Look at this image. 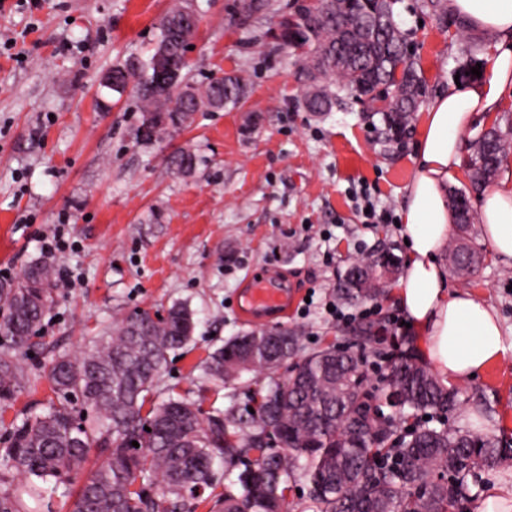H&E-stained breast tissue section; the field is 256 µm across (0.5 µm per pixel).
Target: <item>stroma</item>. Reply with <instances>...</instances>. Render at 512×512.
<instances>
[{
  "instance_id": "obj_1",
  "label": "stroma",
  "mask_w": 512,
  "mask_h": 512,
  "mask_svg": "<svg viewBox=\"0 0 512 512\" xmlns=\"http://www.w3.org/2000/svg\"><path fill=\"white\" fill-rule=\"evenodd\" d=\"M178 0H5L0 5V280L32 262L69 268L74 281L57 287L56 305L20 363L30 382L0 404L5 423L43 412L50 396L44 363L77 355L92 337L138 310L164 312L175 303L195 313L194 345L170 354L158 386L206 412L245 406L246 388L215 390L204 375L209 354L249 329L241 291L254 278L275 277L293 297L280 326L298 331L311 351L350 346L366 322L383 324L376 352L362 369L384 385L388 357L418 355L412 330L395 327L401 310L378 304L344 306L351 323L325 309L348 263L391 247L407 261L398 225L361 223L352 193L366 184L379 205L400 214L414 173L422 112L401 139L380 115L350 100L317 115L302 104L301 62L273 48L266 24L247 19L243 0H194L200 24L188 54L190 75H243L236 106L195 114L163 141L137 140L140 106L131 95L103 89L113 66L147 58L159 19ZM421 0H397L396 19L410 35L428 98L474 82L491 38L456 18L442 22ZM177 149L195 153L191 174L167 168ZM63 233L64 251L45 255L36 234ZM451 238L479 258L469 278L449 275L450 291H467L497 313L512 336V258L498 256L479 223ZM458 405L430 414L429 426L464 427L498 438L512 465V360L454 383Z\"/></svg>"
}]
</instances>
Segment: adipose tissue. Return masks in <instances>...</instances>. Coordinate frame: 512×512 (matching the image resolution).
<instances>
[{
	"label": "adipose tissue",
	"instance_id": "adipose-tissue-1",
	"mask_svg": "<svg viewBox=\"0 0 512 512\" xmlns=\"http://www.w3.org/2000/svg\"><path fill=\"white\" fill-rule=\"evenodd\" d=\"M448 11L493 41L486 75L438 95L423 117L415 173L401 212L410 253L396 300L422 342V353L443 383L481 374L512 356L492 308L468 292H449L439 257L455 213L448 181L460 162L461 135L478 117L497 112L512 90V0H448ZM482 235L494 252L512 258V181L486 190L480 203Z\"/></svg>",
	"mask_w": 512,
	"mask_h": 512
}]
</instances>
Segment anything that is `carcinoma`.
Returning <instances> with one entry per match:
<instances>
[{
  "instance_id": "carcinoma-1",
  "label": "carcinoma",
  "mask_w": 512,
  "mask_h": 512,
  "mask_svg": "<svg viewBox=\"0 0 512 512\" xmlns=\"http://www.w3.org/2000/svg\"><path fill=\"white\" fill-rule=\"evenodd\" d=\"M396 0H313L304 15L282 11L276 0L243 3L247 16L277 21L274 46L306 51L299 80L306 109L320 114L336 105L340 93L371 95L391 136L400 137L409 117L425 101L417 57L394 17ZM189 7L181 3L157 24L155 45L170 46L177 57L176 20ZM156 55L112 68L134 80L112 85L140 102L141 125L135 136L161 141L187 126L204 107L221 110L244 97L238 75L214 76L205 83L180 82L189 91L157 92ZM471 189L479 191L497 175L509 148L506 139L480 132L471 142ZM196 155L180 149L168 156L176 173H189ZM391 248L353 261L337 283L336 296L360 304L384 296L396 261ZM460 276L476 272L478 257L463 248L451 257ZM51 265L37 261L16 281L0 283V402L8 403L29 379L18 355L53 304ZM194 313L173 304L163 315L148 310L128 315L96 336L78 356L53 358L44 368L56 399L48 410L12 423L7 446L0 448V512H27L24 496L45 489L33 478L55 479L68 488L69 512H192L214 495L213 461L224 459V492L217 512H293L294 485H309L311 512H448L455 507L464 477L491 469L503 459L494 439L464 429L418 425L397 433L383 402L398 391L403 417L456 409L455 394L411 357L394 362L386 389L368 387L360 355L334 345L298 357L299 334L280 327L246 332L215 350L204 373L219 388L236 389L243 374L256 376L248 406L234 404L203 417L199 405L181 395L157 390L169 352L187 346L195 331ZM299 358L288 379L275 377ZM273 435L278 446L265 445ZM138 446H132V442ZM28 478L14 483V475Z\"/></svg>"
}]
</instances>
